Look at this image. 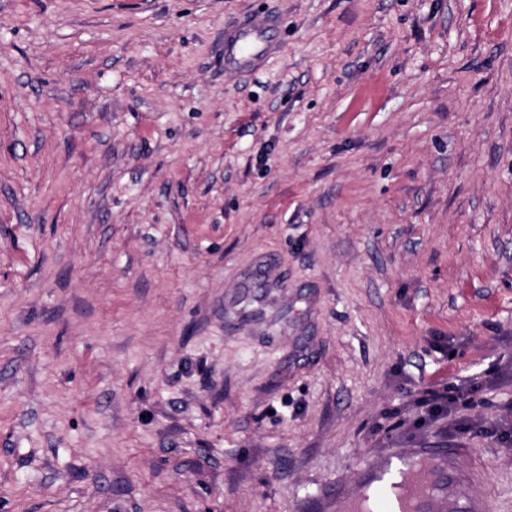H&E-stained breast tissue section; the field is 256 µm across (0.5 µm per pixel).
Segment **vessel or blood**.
I'll list each match as a JSON object with an SVG mask.
<instances>
[{
  "label": "vessel or blood",
  "instance_id": "obj_1",
  "mask_svg": "<svg viewBox=\"0 0 512 512\" xmlns=\"http://www.w3.org/2000/svg\"><path fill=\"white\" fill-rule=\"evenodd\" d=\"M272 17L252 15L224 31V67L241 73L262 69L275 55ZM467 449H388L389 460L405 470L394 477L380 463L361 468L354 483L337 481L311 499L310 512H490L489 501L473 491L474 470L462 464Z\"/></svg>",
  "mask_w": 512,
  "mask_h": 512
}]
</instances>
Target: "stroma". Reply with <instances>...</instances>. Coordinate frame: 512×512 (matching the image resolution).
I'll return each instance as SVG.
<instances>
[{"label":"stroma","mask_w":512,"mask_h":512,"mask_svg":"<svg viewBox=\"0 0 512 512\" xmlns=\"http://www.w3.org/2000/svg\"><path fill=\"white\" fill-rule=\"evenodd\" d=\"M491 425L512 0H0V512H294L448 444L512 512ZM275 23L272 17L257 14L224 29V70L249 73L262 69L277 51L271 36ZM478 389L469 387H454L448 389V394L429 392L428 396L420 399V404L427 407V412L432 415H438L444 411H451L460 399L468 395H473Z\"/></svg>","instance_id":"stroma-1"}]
</instances>
